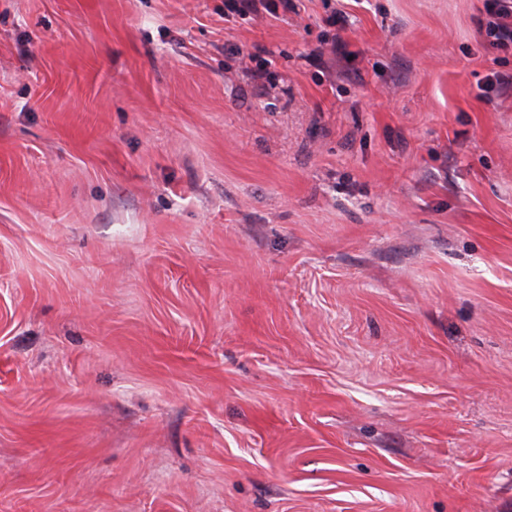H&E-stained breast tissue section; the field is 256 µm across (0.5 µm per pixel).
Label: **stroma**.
Returning a JSON list of instances; mask_svg holds the SVG:
<instances>
[{"label": "stroma", "mask_w": 512, "mask_h": 512, "mask_svg": "<svg viewBox=\"0 0 512 512\" xmlns=\"http://www.w3.org/2000/svg\"><path fill=\"white\" fill-rule=\"evenodd\" d=\"M296 3L0 0V512H512V48ZM224 6H226L227 11L230 13L251 11L255 14L261 12L259 7L261 6L265 12L272 15H277L280 7L285 12L293 9L292 0H226Z\"/></svg>", "instance_id": "35a3bbf8"}]
</instances>
